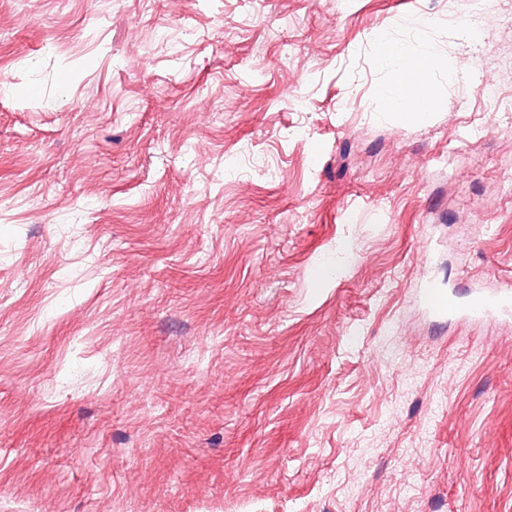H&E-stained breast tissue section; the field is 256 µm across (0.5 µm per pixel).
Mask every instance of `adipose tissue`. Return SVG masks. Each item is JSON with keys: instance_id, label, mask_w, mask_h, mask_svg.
I'll use <instances>...</instances> for the list:
<instances>
[{"instance_id": "obj_1", "label": "adipose tissue", "mask_w": 512, "mask_h": 512, "mask_svg": "<svg viewBox=\"0 0 512 512\" xmlns=\"http://www.w3.org/2000/svg\"><path fill=\"white\" fill-rule=\"evenodd\" d=\"M376 46L379 62L397 74L395 84L383 94L386 109L405 119L427 112L431 104L421 100L420 92L429 82L430 62L410 58L404 49L383 36Z\"/></svg>"}]
</instances>
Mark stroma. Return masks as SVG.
I'll use <instances>...</instances> for the list:
<instances>
[{
	"label": "stroma",
	"mask_w": 512,
	"mask_h": 512,
	"mask_svg": "<svg viewBox=\"0 0 512 512\" xmlns=\"http://www.w3.org/2000/svg\"><path fill=\"white\" fill-rule=\"evenodd\" d=\"M499 10L0 0V512H512ZM379 62L392 68L397 74L395 84L383 93L385 107L389 112H395L404 119L416 118L427 112L434 100L433 94L420 101L423 85H430L429 70L431 62L410 58L397 44L384 36L376 42ZM422 90L421 95L426 96Z\"/></svg>",
	"instance_id": "obj_1"
}]
</instances>
